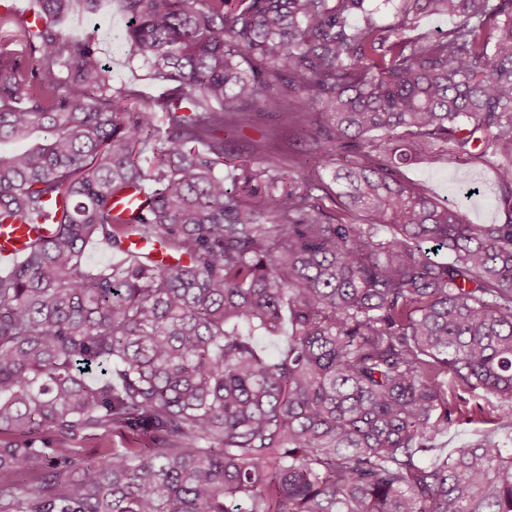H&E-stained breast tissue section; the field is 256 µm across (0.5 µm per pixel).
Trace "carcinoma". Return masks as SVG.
I'll return each instance as SVG.
<instances>
[{
    "label": "carcinoma",
    "mask_w": 512,
    "mask_h": 512,
    "mask_svg": "<svg viewBox=\"0 0 512 512\" xmlns=\"http://www.w3.org/2000/svg\"><path fill=\"white\" fill-rule=\"evenodd\" d=\"M117 2L151 105L57 32L103 0L0 13V145L27 143L0 150V224L53 225L0 276V512H512V168L495 224L402 176L512 153V0L383 27L366 0ZM427 15L457 22L412 37ZM270 117L338 190L284 182L299 155L228 161ZM93 239L119 259L88 265ZM480 390L492 432L427 459ZM116 429L137 444L74 462ZM270 122H272V120L261 124L260 128L244 129L242 134L231 135L234 153L238 154L242 159H247L251 154L250 143L262 137L263 131Z\"/></svg>",
    "instance_id": "cac0c4a2"
}]
</instances>
